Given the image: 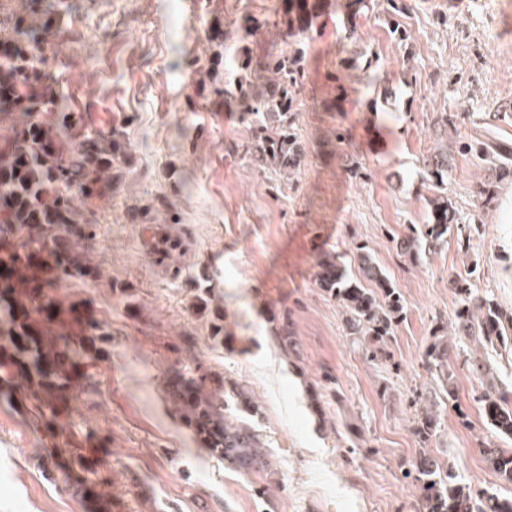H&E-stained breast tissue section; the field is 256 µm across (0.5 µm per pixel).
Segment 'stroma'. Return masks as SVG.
Masks as SVG:
<instances>
[{"mask_svg":"<svg viewBox=\"0 0 512 512\" xmlns=\"http://www.w3.org/2000/svg\"><path fill=\"white\" fill-rule=\"evenodd\" d=\"M324 4L300 44L303 161L283 183L258 172L249 126L219 92L237 51L259 76L288 50L273 25L283 0H0V38L35 9L49 24L60 111L124 147L102 193L73 195L82 268L45 287L98 324L83 379L51 412L0 367V512H418L402 473L423 451L473 488L495 484L480 449L512 440L486 426L466 370L431 439L415 427L435 397L425 350L455 326L450 281L470 274L512 309V160L459 149L512 143V0H381L360 22L373 86L340 43L336 0ZM250 18L263 26L240 39ZM441 149L464 230L413 260L393 239L426 223V162ZM361 247L403 305L381 363L317 282L325 254L350 266ZM188 378L258 402L231 416L255 426L270 471L204 448L172 396Z\"/></svg>","mask_w":512,"mask_h":512,"instance_id":"obj_1","label":"stroma"}]
</instances>
